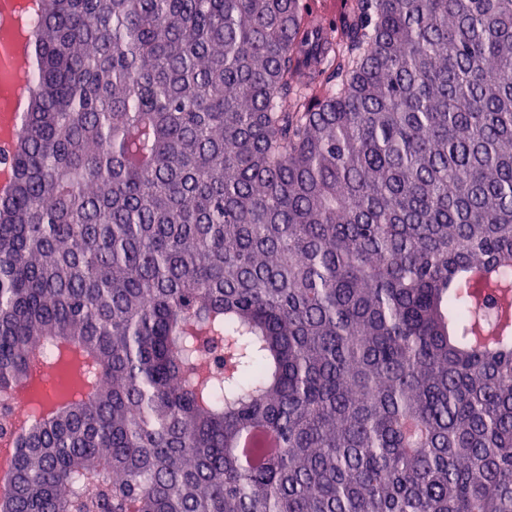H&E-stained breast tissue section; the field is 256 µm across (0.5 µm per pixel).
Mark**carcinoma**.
I'll use <instances>...</instances> for the list:
<instances>
[{
	"instance_id": "cac0c4a2",
	"label": "carcinoma",
	"mask_w": 512,
	"mask_h": 512,
	"mask_svg": "<svg viewBox=\"0 0 512 512\" xmlns=\"http://www.w3.org/2000/svg\"><path fill=\"white\" fill-rule=\"evenodd\" d=\"M308 2L21 6L0 512H512V0Z\"/></svg>"
}]
</instances>
